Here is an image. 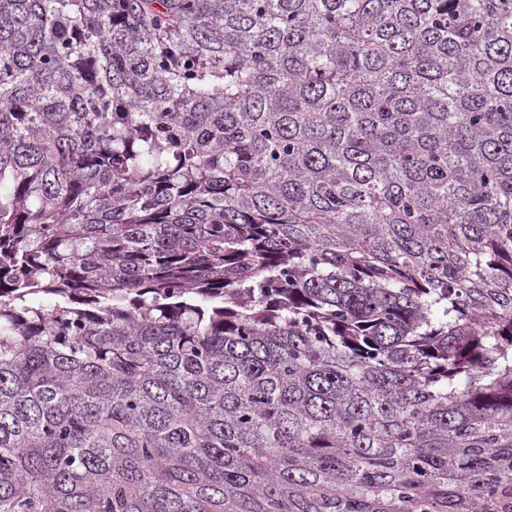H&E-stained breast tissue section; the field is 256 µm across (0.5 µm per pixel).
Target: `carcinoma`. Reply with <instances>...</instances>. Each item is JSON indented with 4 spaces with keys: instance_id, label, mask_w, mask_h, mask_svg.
<instances>
[{
    "instance_id": "cac0c4a2",
    "label": "carcinoma",
    "mask_w": 512,
    "mask_h": 512,
    "mask_svg": "<svg viewBox=\"0 0 512 512\" xmlns=\"http://www.w3.org/2000/svg\"><path fill=\"white\" fill-rule=\"evenodd\" d=\"M512 0H0V512H495Z\"/></svg>"
}]
</instances>
